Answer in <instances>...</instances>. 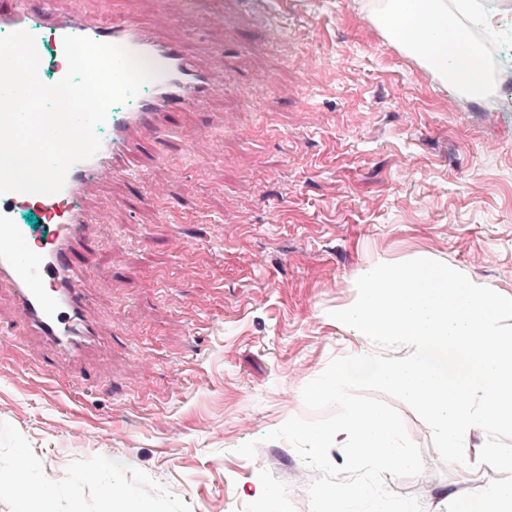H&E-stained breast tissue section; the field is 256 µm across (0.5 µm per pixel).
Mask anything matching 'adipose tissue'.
<instances>
[{
    "label": "adipose tissue",
    "mask_w": 512,
    "mask_h": 512,
    "mask_svg": "<svg viewBox=\"0 0 512 512\" xmlns=\"http://www.w3.org/2000/svg\"><path fill=\"white\" fill-rule=\"evenodd\" d=\"M384 34L442 83L478 98L487 91V66L479 45L460 20L455 0H369ZM18 469L0 472V491L13 494L24 512L44 504L48 488L35 472L37 464L21 457Z\"/></svg>",
    "instance_id": "adipose-tissue-1"
}]
</instances>
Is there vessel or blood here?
<instances>
[{"label":"vessel or blood","instance_id":"vessel-or-blood-1","mask_svg":"<svg viewBox=\"0 0 512 512\" xmlns=\"http://www.w3.org/2000/svg\"><path fill=\"white\" fill-rule=\"evenodd\" d=\"M16 30L30 33L36 50L51 46L59 58L68 35L117 44L146 59L158 72L148 96L120 118H107L108 135L99 151L71 167L60 192L0 195V288L10 290L19 319L32 335L41 337L55 356L76 362L97 341L95 327L83 315L81 288L83 258L96 227L86 206L89 190L95 181L112 176L140 183L142 174L130 164L129 154L141 142H161L175 110L203 101L213 84L178 48L127 18H114L105 26L87 20L77 8L59 16L52 0H10L0 7V32ZM25 212L55 221L45 242L35 249L27 247V228L19 221Z\"/></svg>","mask_w":512,"mask_h":512}]
</instances>
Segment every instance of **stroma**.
Masks as SVG:
<instances>
[{
  "label": "stroma",
  "instance_id": "1",
  "mask_svg": "<svg viewBox=\"0 0 512 512\" xmlns=\"http://www.w3.org/2000/svg\"><path fill=\"white\" fill-rule=\"evenodd\" d=\"M76 6L142 22L216 89L141 146L143 183L89 197L101 344L84 363H44L0 288V471L34 459L52 512H105L114 481L152 483L153 512H258L259 480L309 512L305 463L263 437L307 416L303 387L356 347L330 313L358 269L426 253L512 294V111L442 86L361 0H182L176 19L160 0H54ZM396 408L433 462L425 512H446L471 486ZM253 440L255 460L237 454Z\"/></svg>",
  "mask_w": 512,
  "mask_h": 512
}]
</instances>
